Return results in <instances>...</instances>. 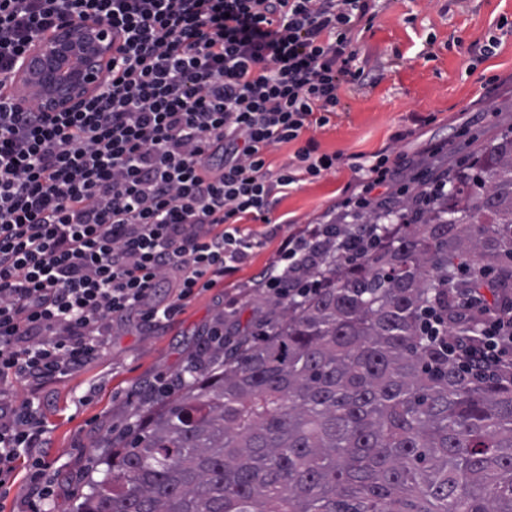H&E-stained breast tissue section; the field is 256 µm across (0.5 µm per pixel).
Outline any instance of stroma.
I'll return each instance as SVG.
<instances>
[{"label":"stroma","instance_id":"obj_1","mask_svg":"<svg viewBox=\"0 0 512 512\" xmlns=\"http://www.w3.org/2000/svg\"><path fill=\"white\" fill-rule=\"evenodd\" d=\"M504 17L512 21V0H382L358 46L367 84L343 87V114L308 132L320 151L343 153L344 160L276 204V237L223 285L186 301L163 327L144 326L130 315L114 323L106 350L93 363L36 393L16 386L17 401L40 399L47 434L38 454L53 464L55 512H70L97 442L121 435L146 388L171 382L187 356L206 345L209 329L224 317L226 294L241 298L232 318L238 335L278 316L274 298L256 282L275 263L280 236L338 221L343 201L360 190L353 156L391 148L413 187L428 173L467 167L483 144L512 129V30L496 28ZM492 34L500 39L495 55L475 63ZM399 130L405 139L392 143Z\"/></svg>","mask_w":512,"mask_h":512}]
</instances>
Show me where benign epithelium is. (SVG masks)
I'll use <instances>...</instances> for the list:
<instances>
[{
	"label": "benign epithelium",
	"mask_w": 512,
	"mask_h": 512,
	"mask_svg": "<svg viewBox=\"0 0 512 512\" xmlns=\"http://www.w3.org/2000/svg\"><path fill=\"white\" fill-rule=\"evenodd\" d=\"M115 48L116 36L106 22L66 21L21 55L13 93L35 100L42 112L73 111L103 87Z\"/></svg>",
	"instance_id": "1"
}]
</instances>
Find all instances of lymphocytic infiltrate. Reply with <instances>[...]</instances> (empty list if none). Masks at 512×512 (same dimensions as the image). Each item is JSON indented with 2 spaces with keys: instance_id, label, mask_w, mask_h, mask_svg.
I'll return each instance as SVG.
<instances>
[{
  "instance_id": "1",
  "label": "lymphocytic infiltrate",
  "mask_w": 512,
  "mask_h": 512,
  "mask_svg": "<svg viewBox=\"0 0 512 512\" xmlns=\"http://www.w3.org/2000/svg\"><path fill=\"white\" fill-rule=\"evenodd\" d=\"M377 0H0V488L38 448L44 427L18 384L41 386L83 368L108 345L114 320L154 327L183 302L234 276L260 247L243 220L271 223L291 186L336 169L343 155L303 140L336 117L340 90L366 79L360 31ZM93 16L118 40L112 77L71 112H42L8 87L34 38ZM298 142L271 169L278 145ZM397 160L353 166L362 190L346 215L372 204ZM370 224H310L281 238L265 286L309 295L329 255L362 259L380 244ZM176 302L153 305L167 280ZM485 320L479 339L467 328ZM427 340L458 366L493 379L512 361V299L458 298L454 323L430 314Z\"/></svg>"
}]
</instances>
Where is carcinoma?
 I'll return each instance as SVG.
<instances>
[{
  "label": "carcinoma",
  "mask_w": 512,
  "mask_h": 512,
  "mask_svg": "<svg viewBox=\"0 0 512 512\" xmlns=\"http://www.w3.org/2000/svg\"><path fill=\"white\" fill-rule=\"evenodd\" d=\"M354 223L383 244L313 269L318 289L219 364L191 355V380L98 444L73 512H512V368L478 379L421 333L462 288L512 292V131Z\"/></svg>",
  "instance_id": "cac0c4a2"
}]
</instances>
